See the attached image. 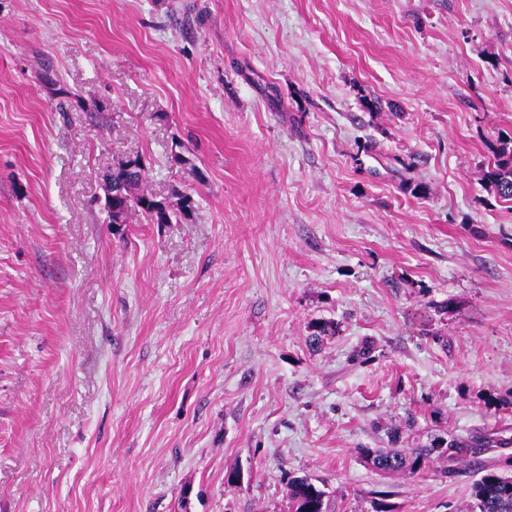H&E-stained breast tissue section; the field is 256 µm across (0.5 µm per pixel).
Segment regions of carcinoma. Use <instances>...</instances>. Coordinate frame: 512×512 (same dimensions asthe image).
<instances>
[{"mask_svg": "<svg viewBox=\"0 0 512 512\" xmlns=\"http://www.w3.org/2000/svg\"><path fill=\"white\" fill-rule=\"evenodd\" d=\"M112 179V203L104 204L108 223L124 224L128 215L138 211L150 224H169L174 212L168 204L141 189L145 182L144 167L139 159L119 163L109 172ZM484 181L501 199L512 200V138L500 141L491 162L484 172ZM488 441L481 438H454L446 443L444 452L451 458L467 457L468 465L481 476L470 489L469 512H512V475L495 471L478 455ZM441 446L425 448H365L363 456L376 470L383 473L416 474ZM290 512H328L326 491L307 477H295L288 483Z\"/></svg>", "mask_w": 512, "mask_h": 512, "instance_id": "carcinoma-1", "label": "carcinoma"}]
</instances>
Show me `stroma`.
I'll use <instances>...</instances> for the list:
<instances>
[{
  "label": "stroma",
  "instance_id": "stroma-1",
  "mask_svg": "<svg viewBox=\"0 0 512 512\" xmlns=\"http://www.w3.org/2000/svg\"><path fill=\"white\" fill-rule=\"evenodd\" d=\"M506 137L512 0H0V512H468L361 451L512 467ZM484 181L501 199L512 200V138L500 141L494 161L484 172ZM112 179V206L106 201L108 223L124 224L132 211H138L150 224H168L172 222L174 212L168 204L157 200L141 189L145 182L144 167L139 159L119 163L109 172ZM442 449L440 445L425 448H365L363 456L376 470L383 473L416 474L422 470L431 458V455ZM327 492L307 477H295L288 483L291 512H328Z\"/></svg>",
  "mask_w": 512,
  "mask_h": 512
}]
</instances>
